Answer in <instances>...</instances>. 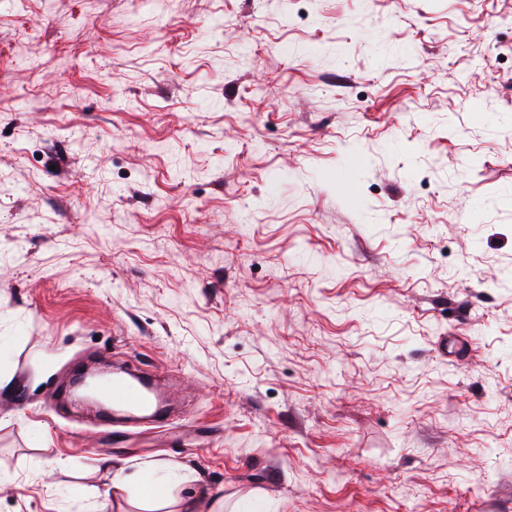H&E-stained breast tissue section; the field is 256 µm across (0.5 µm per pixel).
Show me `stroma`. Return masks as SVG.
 Wrapping results in <instances>:
<instances>
[{"label":"stroma","instance_id":"1","mask_svg":"<svg viewBox=\"0 0 512 512\" xmlns=\"http://www.w3.org/2000/svg\"><path fill=\"white\" fill-rule=\"evenodd\" d=\"M150 367L172 424L55 405ZM512 512V0H0V512ZM143 495L153 500L154 505L146 507V512H156L159 509L158 504H171L176 502L179 510L176 512H200L198 500L194 497H186L176 499L174 496V483L171 481L169 473L159 474L155 477H145L142 479Z\"/></svg>","mask_w":512,"mask_h":512}]
</instances>
